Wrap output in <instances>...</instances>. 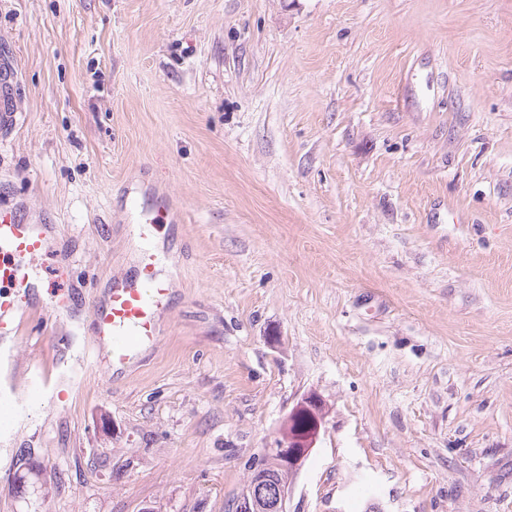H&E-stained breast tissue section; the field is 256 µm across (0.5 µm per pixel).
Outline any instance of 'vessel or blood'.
Here are the masks:
<instances>
[{
    "label": "vessel or blood",
    "mask_w": 512,
    "mask_h": 512,
    "mask_svg": "<svg viewBox=\"0 0 512 512\" xmlns=\"http://www.w3.org/2000/svg\"><path fill=\"white\" fill-rule=\"evenodd\" d=\"M18 112L10 67L0 68V133L17 122ZM54 227L26 222L14 211H0V396L37 397L50 386L49 379L21 390L15 381L13 338L19 331L17 314L33 303L34 271L52 244ZM172 293L171 278L161 276L152 260L141 261L135 279L113 283L106 297L91 300L94 317L95 356L106 372L129 367L142 350L159 336L158 321Z\"/></svg>",
    "instance_id": "obj_1"
}]
</instances>
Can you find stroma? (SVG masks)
<instances>
[{
    "label": "stroma",
    "instance_id": "1",
    "mask_svg": "<svg viewBox=\"0 0 512 512\" xmlns=\"http://www.w3.org/2000/svg\"><path fill=\"white\" fill-rule=\"evenodd\" d=\"M0 59V210L73 302L20 316L66 398L0 419V512H229L311 392L288 512H512V0H0ZM144 256L110 379L88 302ZM12 70L3 62L0 70V133L11 129L17 123L19 113L16 108L12 86ZM172 293V274L162 277L151 259L141 261L133 280L112 282L103 300L92 299L96 350L94 364L105 373L129 367L159 336L158 321Z\"/></svg>",
    "mask_w": 512,
    "mask_h": 512
}]
</instances>
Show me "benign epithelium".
Here are the masks:
<instances>
[{"label":"benign epithelium","instance_id":"obj_1","mask_svg":"<svg viewBox=\"0 0 512 512\" xmlns=\"http://www.w3.org/2000/svg\"><path fill=\"white\" fill-rule=\"evenodd\" d=\"M302 417L307 419L308 427L299 430L295 424ZM325 418L326 412L321 398L313 393L306 395L288 414L282 437L275 445L263 449L261 458L269 460L276 457L288 463L289 471L299 470L303 460L315 447ZM287 499L286 488L274 499L264 498L252 492L248 495L247 512H287Z\"/></svg>","mask_w":512,"mask_h":512}]
</instances>
